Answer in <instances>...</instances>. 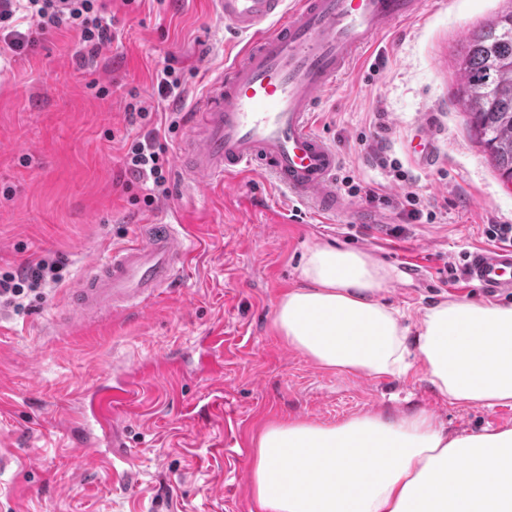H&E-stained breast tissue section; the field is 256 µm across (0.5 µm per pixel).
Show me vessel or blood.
I'll list each match as a JSON object with an SVG mask.
<instances>
[{
    "label": "vessel or blood",
    "instance_id": "obj_1",
    "mask_svg": "<svg viewBox=\"0 0 512 512\" xmlns=\"http://www.w3.org/2000/svg\"><path fill=\"white\" fill-rule=\"evenodd\" d=\"M210 3L247 42L195 103L177 156L182 185H229L254 169L320 218L349 212L336 190L340 157L315 129L313 113L363 51L397 26L418 20L428 0ZM185 254L177 220L145 225L136 240L113 250L71 290L69 326L108 313L140 312L175 281ZM465 272L479 287L512 294V248L471 252ZM140 387V378L131 377L91 393L102 424L99 432L84 433L83 443L116 480L128 457L112 420L132 410Z\"/></svg>",
    "mask_w": 512,
    "mask_h": 512
}]
</instances>
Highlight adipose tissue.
<instances>
[{
    "mask_svg": "<svg viewBox=\"0 0 512 512\" xmlns=\"http://www.w3.org/2000/svg\"><path fill=\"white\" fill-rule=\"evenodd\" d=\"M299 275L274 326L318 366L400 377L418 362L450 404H512V305L445 300L412 331L379 301L390 273L363 252L314 245ZM255 448L257 512H512V428L449 434L423 409L365 413L275 422Z\"/></svg>",
    "mask_w": 512,
    "mask_h": 512,
    "instance_id": "adipose-tissue-1",
    "label": "adipose tissue"
}]
</instances>
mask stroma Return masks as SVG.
<instances>
[{
	"mask_svg": "<svg viewBox=\"0 0 512 512\" xmlns=\"http://www.w3.org/2000/svg\"><path fill=\"white\" fill-rule=\"evenodd\" d=\"M511 10L512 0H436L422 20L367 49L319 102L315 127L341 156L338 176L382 184L391 200L376 207V224L358 222L355 209L368 206L359 197L329 224L274 222L288 198L256 171L224 190L181 187L175 159L188 114L241 47L208 0H112L118 37L83 65L71 31L1 55L0 272L44 255L65 269L62 282L22 309L0 308V448L14 456L0 471V512H253V441L277 419L330 424L423 408L451 432L511 428L512 406H452L418 370L367 377L321 368L273 326L279 299L300 286L302 257L317 243L388 267L381 302L415 317L444 300L491 299L464 279L445 285L442 272L487 247V225L512 224V183L457 97L471 34ZM168 61L185 79L179 101L153 87ZM134 98L167 146L168 192L149 207L124 190L125 141L146 129L128 113ZM423 121L437 152L428 167L410 154ZM379 143L410 185L387 181L373 164ZM409 188L442 207L437 223L403 224L399 203ZM168 214L185 225L189 249L172 287L140 314L57 327L90 264ZM217 331L226 338L220 362L206 347ZM133 373L144 388L120 419L130 455L121 486L76 449L60 404L105 375Z\"/></svg>",
	"mask_w": 512,
	"mask_h": 512,
	"instance_id": "35a3bbf8",
	"label": "stroma"
}]
</instances>
